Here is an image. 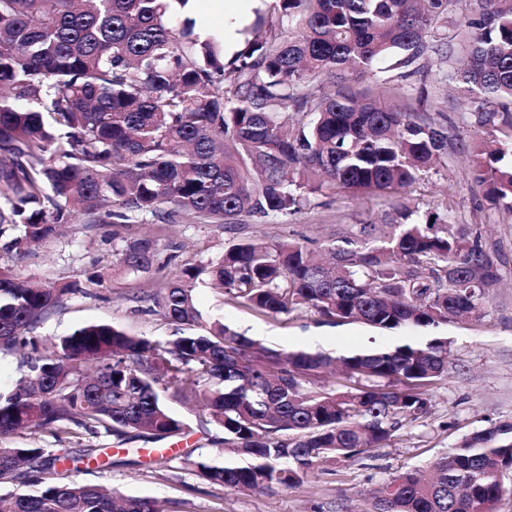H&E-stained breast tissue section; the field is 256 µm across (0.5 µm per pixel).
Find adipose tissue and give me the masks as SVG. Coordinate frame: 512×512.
<instances>
[{"label": "adipose tissue", "mask_w": 512, "mask_h": 512, "mask_svg": "<svg viewBox=\"0 0 512 512\" xmlns=\"http://www.w3.org/2000/svg\"><path fill=\"white\" fill-rule=\"evenodd\" d=\"M261 5L262 0H188L183 12L195 19L200 40L221 41L225 53L229 54L241 39L245 16Z\"/></svg>", "instance_id": "adipose-tissue-1"}]
</instances>
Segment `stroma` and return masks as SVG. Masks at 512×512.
<instances>
[{
	"label": "stroma",
	"mask_w": 512,
	"mask_h": 512,
	"mask_svg": "<svg viewBox=\"0 0 512 512\" xmlns=\"http://www.w3.org/2000/svg\"><path fill=\"white\" fill-rule=\"evenodd\" d=\"M445 65L434 55L414 63V72L399 77L393 61L383 64L391 94L426 86L433 109L448 117V131L461 140L449 151L446 164L431 170L402 202L413 210L451 212L458 224H472L483 244L498 260L503 284L479 314L451 324L453 339L448 371L430 390L431 411L421 421L404 425L384 447L369 457L329 469L311 470L294 489L237 490L210 484L181 463L186 451L195 456L223 459L222 432L206 412L169 399L170 408L186 423L183 435L163 440L171 460L157 465L149 443H117L112 437L91 436L80 429H55L0 437V446L44 448L60 456H74L93 448L95 460L80 463L72 477L102 485L121 495L147 496L165 502L169 512H365L369 493L407 470L427 466L446 453L465 434L490 424L512 420V214L489 208L468 176L469 141L474 118L467 102L438 75ZM390 200L369 194L340 196L323 192L296 215L242 218L235 233L215 224H199L178 216L153 218L126 226L90 224L76 217L62 235L32 249L24 257L0 250V266L13 267L23 278L41 283L79 284L34 331L45 342L93 321L122 326L135 335L169 336L172 327L149 312L148 295L158 291L164 276L183 264H206L222 255L230 236L293 239L318 249L343 235L352 225L388 223ZM148 236L158 241V270L130 273L116 264L126 238ZM194 301L203 314L223 319L246 336L276 351L305 349L336 353L367 344L369 330L358 325L321 322L314 310L267 316L245 307L234 297L202 284Z\"/></svg>",
	"instance_id": "obj_1"
}]
</instances>
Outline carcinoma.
<instances>
[{"mask_svg":"<svg viewBox=\"0 0 512 512\" xmlns=\"http://www.w3.org/2000/svg\"><path fill=\"white\" fill-rule=\"evenodd\" d=\"M186 0H0V248L20 257L80 213L89 224L186 216L231 230L240 217L295 215L330 189L391 197L448 158V128L425 90L394 107L350 83L379 63L444 55L453 0H276L230 57L202 42ZM462 12L466 60L451 75L473 107L472 174L492 209L512 212V134L486 142L512 112V0ZM320 79L340 86L323 94ZM150 237L118 264L151 271ZM318 259L302 242L234 237L151 295L173 326L164 339L91 323L41 352L34 329L74 284L25 285L0 267V352L22 355L0 389V437L72 424L120 442L163 440L186 423L167 396L204 408L231 455L185 460L214 485L295 488L316 466L355 462L430 413L448 371L443 328L475 313L503 276L481 235L452 215L394 208L388 228L361 224ZM208 279L267 315L303 307L336 325L398 333L332 357L279 353L219 320L193 291ZM343 381L318 385L334 364ZM44 448L0 447V512H164L151 497H112L68 479ZM384 483L368 512H496L509 492L512 421L465 434L428 466Z\"/></svg>","mask_w":512,"mask_h":512,"instance_id":"1","label":"carcinoma"}]
</instances>
